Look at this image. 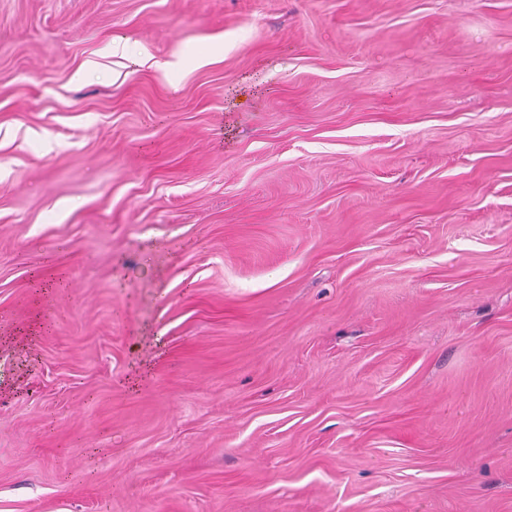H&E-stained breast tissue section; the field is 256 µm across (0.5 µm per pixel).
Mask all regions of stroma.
I'll use <instances>...</instances> for the list:
<instances>
[{"instance_id": "obj_1", "label": "stroma", "mask_w": 512, "mask_h": 512, "mask_svg": "<svg viewBox=\"0 0 512 512\" xmlns=\"http://www.w3.org/2000/svg\"><path fill=\"white\" fill-rule=\"evenodd\" d=\"M0 512H512V0H0Z\"/></svg>"}]
</instances>
